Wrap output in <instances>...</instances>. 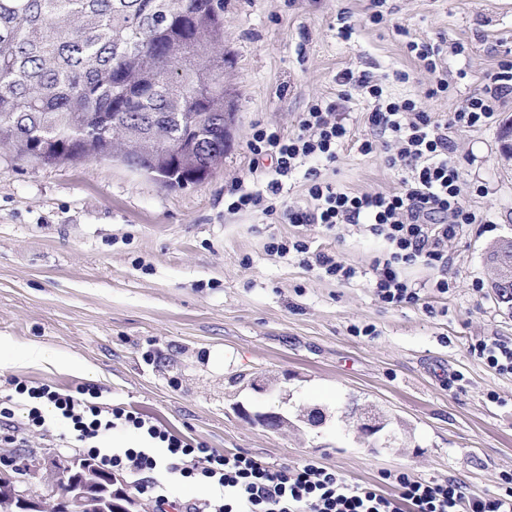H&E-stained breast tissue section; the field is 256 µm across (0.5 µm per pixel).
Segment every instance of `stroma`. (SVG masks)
I'll use <instances>...</instances> for the list:
<instances>
[{"instance_id":"obj_1","label":"stroma","mask_w":512,"mask_h":512,"mask_svg":"<svg viewBox=\"0 0 512 512\" xmlns=\"http://www.w3.org/2000/svg\"><path fill=\"white\" fill-rule=\"evenodd\" d=\"M387 6L374 24L364 0H229L232 139L200 183L170 189L112 158L43 165L0 151V339L60 360L1 363L0 387L11 377L92 385L102 403L138 409L187 440L271 468L312 460L388 496L396 489L386 472L451 478L476 498L502 493L512 475V374L471 347L512 341V306L493 293L487 260L493 243L512 237V159L500 142L512 98L496 123L453 135L462 198L484 221L449 241L448 293L430 289L434 272L417 264L405 271L422 286L417 303L384 304L369 277L382 239L224 209L225 187L250 178L254 125L293 131L311 100L337 92L340 72L367 71L391 97L413 98L431 76L407 41L462 46L445 58L447 95L425 102L441 116L512 51V0ZM321 174L355 193L399 192L405 176L383 153L349 144ZM274 236L307 240L358 274L337 281L295 255H269ZM366 326L372 335H360ZM368 406L387 422L372 447L345 419ZM269 411L288 428L256 421Z\"/></svg>"}]
</instances>
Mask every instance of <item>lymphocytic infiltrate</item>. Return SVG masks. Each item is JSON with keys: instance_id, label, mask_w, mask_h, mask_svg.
<instances>
[{"instance_id": "f902f5d3", "label": "lymphocytic infiltrate", "mask_w": 512, "mask_h": 512, "mask_svg": "<svg viewBox=\"0 0 512 512\" xmlns=\"http://www.w3.org/2000/svg\"><path fill=\"white\" fill-rule=\"evenodd\" d=\"M406 48L432 76L426 97L446 94L443 48L414 40ZM337 82L336 96L315 99L298 114L294 132L254 126L247 142L252 182L232 184L224 193L225 209L257 214L273 224H317L328 231L342 224L364 227L388 245L384 257L372 266L373 289L380 301L396 306L418 301V287L402 274L405 267L418 263L439 271L435 286L447 293L448 242L464 225L483 221L462 201L452 133L495 122L501 102L512 96V59L499 60L482 89L468 95L444 119L425 110L418 99L388 98L370 73L347 69ZM355 90L372 102L367 114L372 135L362 139L357 149L363 155L384 151L388 167L404 170L401 192L353 193L321 180L310 166L314 160L335 162L338 149L350 140L345 105ZM268 160L273 163L269 169L264 166ZM298 172L307 182V199L305 204L292 205L287 185ZM267 250L281 257L295 254L307 269L321 270L336 280L356 275L355 268L311 250L303 239H275ZM12 384L16 393L52 406L56 418L75 432L83 455L101 467L138 476L136 488L152 496L156 512L173 507L169 486L183 482H203L214 491L211 498L187 505L185 512H512V476L507 477L503 493L470 498L456 480L423 482L398 473L390 477L399 490L392 498L313 461L273 469L244 454L192 443L140 412L101 406L92 386L70 393L17 378ZM120 427L140 431L164 448V457H156L150 448L117 452L100 448L101 439Z\"/></svg>"}]
</instances>
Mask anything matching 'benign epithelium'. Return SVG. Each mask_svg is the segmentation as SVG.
<instances>
[{"mask_svg":"<svg viewBox=\"0 0 512 512\" xmlns=\"http://www.w3.org/2000/svg\"><path fill=\"white\" fill-rule=\"evenodd\" d=\"M198 152L197 142L178 141L169 147L164 158L195 165ZM257 418L269 430L288 426V419L279 413L267 412ZM385 425L382 418L368 415L360 420L359 428L371 437ZM46 478L60 489V495L49 505L44 497L29 493L33 480ZM117 482L113 473L97 476L83 460L66 463L56 457L35 458L22 466L20 477L0 480V512H138V502L123 494Z\"/></svg>","mask_w":512,"mask_h":512,"instance_id":"benign-epithelium-1","label":"benign epithelium"}]
</instances>
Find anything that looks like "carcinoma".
Wrapping results in <instances>:
<instances>
[{
    "label": "carcinoma",
    "mask_w": 512,
    "mask_h": 512,
    "mask_svg": "<svg viewBox=\"0 0 512 512\" xmlns=\"http://www.w3.org/2000/svg\"><path fill=\"white\" fill-rule=\"evenodd\" d=\"M226 66L224 0H0V151L44 165L116 158L183 188L188 172L156 165L163 146L140 118L164 115L171 142L213 135L222 163L228 130L206 116L224 111V90L206 81Z\"/></svg>",
    "instance_id": "1"
}]
</instances>
